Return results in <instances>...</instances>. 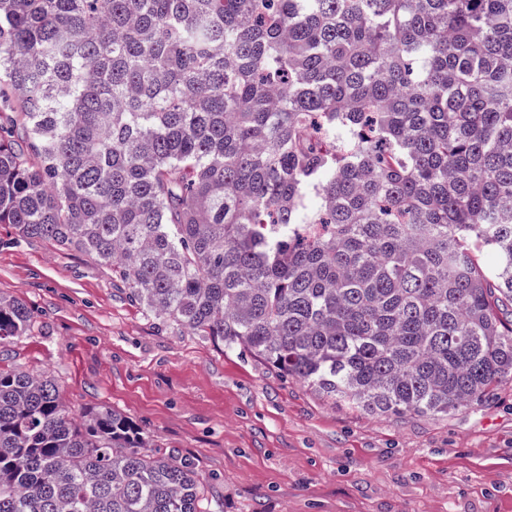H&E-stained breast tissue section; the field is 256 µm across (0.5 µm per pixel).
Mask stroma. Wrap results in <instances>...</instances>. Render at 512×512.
Segmentation results:
<instances>
[{
    "instance_id": "obj_1",
    "label": "stroma",
    "mask_w": 512,
    "mask_h": 512,
    "mask_svg": "<svg viewBox=\"0 0 512 512\" xmlns=\"http://www.w3.org/2000/svg\"><path fill=\"white\" fill-rule=\"evenodd\" d=\"M0 296L39 323L10 361L58 379L74 414L112 407L190 462L213 512H512V383L448 417L354 411L145 314L109 268L8 224Z\"/></svg>"
}]
</instances>
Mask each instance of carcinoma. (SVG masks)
Listing matches in <instances>:
<instances>
[{
  "instance_id": "carcinoma-1",
  "label": "carcinoma",
  "mask_w": 512,
  "mask_h": 512,
  "mask_svg": "<svg viewBox=\"0 0 512 512\" xmlns=\"http://www.w3.org/2000/svg\"><path fill=\"white\" fill-rule=\"evenodd\" d=\"M0 224L370 414L512 383V0H0ZM0 296V349L31 336ZM0 357V512H209Z\"/></svg>"
}]
</instances>
